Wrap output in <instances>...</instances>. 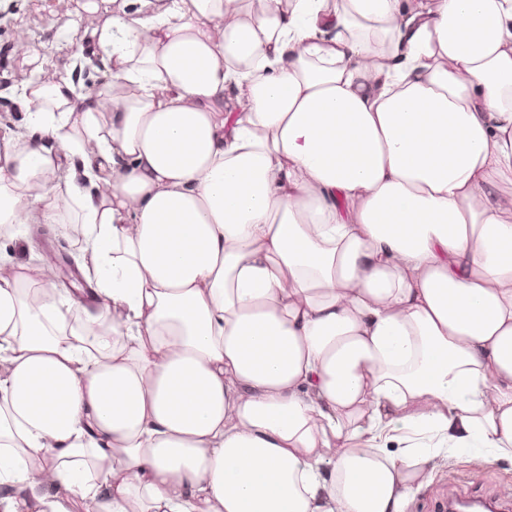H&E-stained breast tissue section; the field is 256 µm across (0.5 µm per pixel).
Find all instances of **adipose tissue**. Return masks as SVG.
<instances>
[{
  "label": "adipose tissue",
  "mask_w": 512,
  "mask_h": 512,
  "mask_svg": "<svg viewBox=\"0 0 512 512\" xmlns=\"http://www.w3.org/2000/svg\"><path fill=\"white\" fill-rule=\"evenodd\" d=\"M27 41L0 229V512H409L512 461V0H139ZM93 303L84 306V294ZM24 240H14L8 237L0 238V251H8L15 259L22 261L29 256H34L42 263L53 262L71 258L75 265L79 262V255L75 239L73 237L58 236L47 230L42 224H27ZM42 229L43 234L37 242L33 236L32 229ZM70 259V260H71ZM512 483V467L498 462H483L462 455L438 468L418 490L410 512H448V498L453 500L452 510L470 512L476 505L464 500L495 502L505 512H512V495L506 496L502 488Z\"/></svg>",
  "instance_id": "1"
}]
</instances>
